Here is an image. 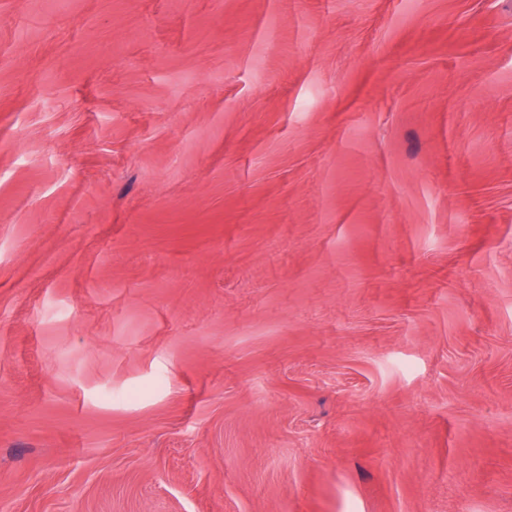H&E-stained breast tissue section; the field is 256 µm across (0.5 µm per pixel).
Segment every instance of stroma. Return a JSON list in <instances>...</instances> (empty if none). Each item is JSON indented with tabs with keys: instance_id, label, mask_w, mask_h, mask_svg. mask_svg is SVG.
<instances>
[{
	"instance_id": "35a3bbf8",
	"label": "stroma",
	"mask_w": 512,
	"mask_h": 512,
	"mask_svg": "<svg viewBox=\"0 0 512 512\" xmlns=\"http://www.w3.org/2000/svg\"><path fill=\"white\" fill-rule=\"evenodd\" d=\"M0 512H512V0H0Z\"/></svg>"
}]
</instances>
